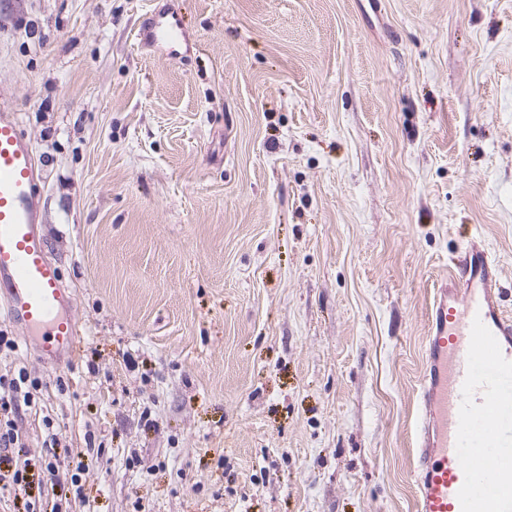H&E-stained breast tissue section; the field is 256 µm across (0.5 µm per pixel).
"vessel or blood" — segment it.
<instances>
[{"label": "vessel or blood", "instance_id": "1", "mask_svg": "<svg viewBox=\"0 0 512 512\" xmlns=\"http://www.w3.org/2000/svg\"><path fill=\"white\" fill-rule=\"evenodd\" d=\"M146 39L176 50L174 13L151 18ZM36 151L13 106L0 100V298L11 322L48 327L42 359L78 345L59 264L39 228ZM498 265L479 237L434 292L415 433L416 512H512V318L501 309Z\"/></svg>", "mask_w": 512, "mask_h": 512}]
</instances>
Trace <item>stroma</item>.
Instances as JSON below:
<instances>
[{
  "label": "stroma",
  "mask_w": 512,
  "mask_h": 512,
  "mask_svg": "<svg viewBox=\"0 0 512 512\" xmlns=\"http://www.w3.org/2000/svg\"><path fill=\"white\" fill-rule=\"evenodd\" d=\"M177 12V53L148 18ZM75 358L41 512H415L434 289L471 234L512 317V0H0ZM96 371H89V364ZM50 447L54 450L52 454L54 462H48L45 467L47 481L52 485L60 484L62 477L67 478L71 473V483H77L79 473L83 471L87 465H84L83 460H75V458H79L78 453L75 454L72 448H67L66 445H62L57 434H52Z\"/></svg>",
  "instance_id": "1"
}]
</instances>
